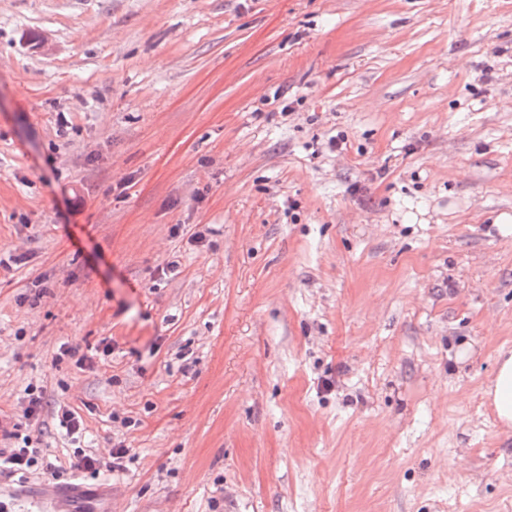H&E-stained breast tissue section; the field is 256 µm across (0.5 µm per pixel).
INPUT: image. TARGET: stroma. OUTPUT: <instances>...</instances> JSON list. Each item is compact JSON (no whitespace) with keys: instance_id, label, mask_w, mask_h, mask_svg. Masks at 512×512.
Segmentation results:
<instances>
[{"instance_id":"obj_1","label":"stroma","mask_w":512,"mask_h":512,"mask_svg":"<svg viewBox=\"0 0 512 512\" xmlns=\"http://www.w3.org/2000/svg\"><path fill=\"white\" fill-rule=\"evenodd\" d=\"M503 347L512 0H0V421L110 512H512ZM484 396L492 406L497 421L505 431L512 430V349H503L497 358L493 381ZM55 413L56 426L61 430H65L66 435L77 439L83 430L80 417L65 405H59ZM73 455L76 461L70 465L72 474L77 471L80 473H90L95 475L99 473L103 467H106L111 471L124 470L125 465H123V459L127 455V450L122 446L112 448L110 456L112 460L109 461H104L93 453L88 454L82 448H76Z\"/></svg>"}]
</instances>
